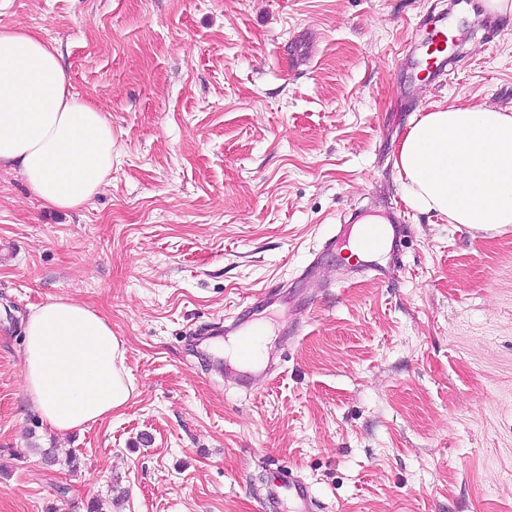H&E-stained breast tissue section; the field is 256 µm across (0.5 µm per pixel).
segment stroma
<instances>
[{
	"label": "stroma",
	"instance_id": "35a3bbf8",
	"mask_svg": "<svg viewBox=\"0 0 512 512\" xmlns=\"http://www.w3.org/2000/svg\"><path fill=\"white\" fill-rule=\"evenodd\" d=\"M440 15L465 42L429 81ZM0 25L59 42L112 123L80 211L0 171V512H260L282 471L313 512H512V230L409 208L394 166L431 104L512 108V19L481 0H0ZM355 209L404 220L383 279L337 236ZM269 287L253 320L279 362L246 389L206 335ZM53 297L109 319L137 388L67 433L22 382V320Z\"/></svg>",
	"mask_w": 512,
	"mask_h": 512
}]
</instances>
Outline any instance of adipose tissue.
I'll list each match as a JSON object with an SVG mask.
<instances>
[{"label":"adipose tissue","instance_id":"adipose-tissue-1","mask_svg":"<svg viewBox=\"0 0 512 512\" xmlns=\"http://www.w3.org/2000/svg\"><path fill=\"white\" fill-rule=\"evenodd\" d=\"M406 204L482 230L512 227V110L435 104L395 160ZM61 211L82 209L112 170V124L73 94L57 44L0 26V170ZM23 388L49 430L100 422L136 395L126 348L99 312L57 297L23 324Z\"/></svg>","mask_w":512,"mask_h":512}]
</instances>
